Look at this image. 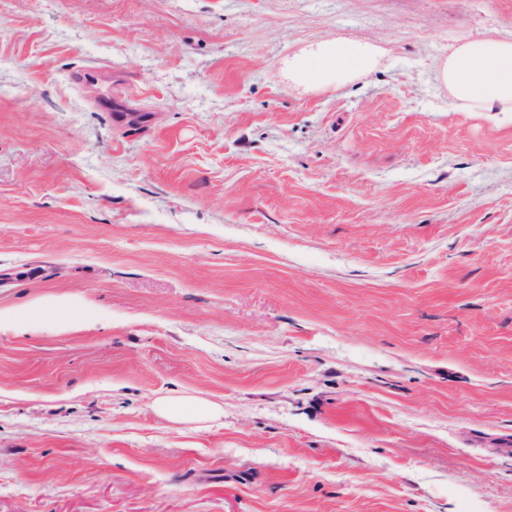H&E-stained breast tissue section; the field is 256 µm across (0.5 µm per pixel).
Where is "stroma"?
<instances>
[{"label":"stroma","mask_w":512,"mask_h":512,"mask_svg":"<svg viewBox=\"0 0 512 512\" xmlns=\"http://www.w3.org/2000/svg\"><path fill=\"white\" fill-rule=\"evenodd\" d=\"M484 32L512 0H0V310L57 307L0 325V512H512V115L434 70ZM336 36L379 68L289 86ZM153 408L158 415L174 424L187 420L214 422L224 416L221 406L200 398L162 397L154 402Z\"/></svg>","instance_id":"stroma-1"}]
</instances>
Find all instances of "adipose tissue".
<instances>
[{
  "label": "adipose tissue",
  "instance_id": "adipose-tissue-1",
  "mask_svg": "<svg viewBox=\"0 0 512 512\" xmlns=\"http://www.w3.org/2000/svg\"><path fill=\"white\" fill-rule=\"evenodd\" d=\"M381 58L375 45L336 37L309 44L290 56L284 69L294 87L339 90L375 70ZM435 72L459 111L512 112V40L486 36L461 41L436 62ZM153 408L174 424L214 422L224 414L221 406L200 398L162 397Z\"/></svg>",
  "mask_w": 512,
  "mask_h": 512
}]
</instances>
